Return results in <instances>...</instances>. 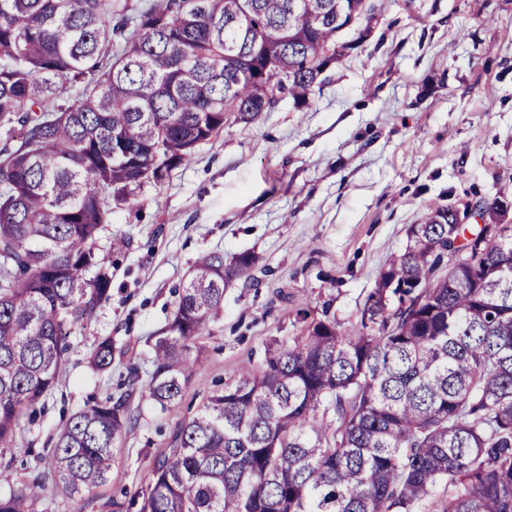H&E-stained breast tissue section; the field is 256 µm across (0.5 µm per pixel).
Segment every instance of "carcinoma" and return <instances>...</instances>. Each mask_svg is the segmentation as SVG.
<instances>
[{
  "mask_svg": "<svg viewBox=\"0 0 512 512\" xmlns=\"http://www.w3.org/2000/svg\"><path fill=\"white\" fill-rule=\"evenodd\" d=\"M0 0V442L66 373L76 328L110 300L95 243L112 201L130 204L228 120L288 96L306 103L341 29L369 0ZM122 13L114 23L112 17ZM77 89L75 97L62 95ZM438 209L409 228L348 328L296 311L302 334L273 339L174 434L129 512H512V224L471 264L448 252L479 240ZM251 252H211L156 337L145 397L181 399L224 291L255 280ZM95 271L93 280L85 275ZM395 283L408 285L405 290ZM112 337L90 364L112 369ZM128 394L75 412L0 512H33L48 487L83 499L108 483L131 427Z\"/></svg>",
  "mask_w": 512,
  "mask_h": 512,
  "instance_id": "1",
  "label": "carcinoma"
}]
</instances>
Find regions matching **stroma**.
Wrapping results in <instances>:
<instances>
[{
  "label": "stroma",
  "mask_w": 512,
  "mask_h": 512,
  "mask_svg": "<svg viewBox=\"0 0 512 512\" xmlns=\"http://www.w3.org/2000/svg\"><path fill=\"white\" fill-rule=\"evenodd\" d=\"M372 3L366 39L306 104L285 97L255 123L225 124L165 180L136 189L135 204L113 206L96 242L111 298L77 329L43 414L16 431L0 492L20 486L71 414L126 390L133 425L107 485L80 501L49 490L33 508L108 512L106 501L145 487L215 384L259 366L273 338L299 335L298 308L349 325L424 211L479 210L512 188V0ZM116 237L127 242L119 252ZM245 251L258 258L254 281L226 289L182 398L152 406L132 380L146 377L192 265ZM101 336L114 345L108 374L87 364Z\"/></svg>",
  "instance_id": "35a3bbf8"
}]
</instances>
